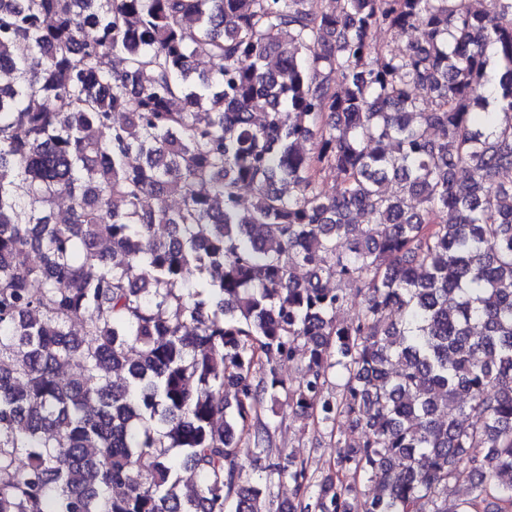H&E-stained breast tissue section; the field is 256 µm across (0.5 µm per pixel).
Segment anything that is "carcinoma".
Returning a JSON list of instances; mask_svg holds the SVG:
<instances>
[{"label": "carcinoma", "instance_id": "obj_1", "mask_svg": "<svg viewBox=\"0 0 512 512\" xmlns=\"http://www.w3.org/2000/svg\"><path fill=\"white\" fill-rule=\"evenodd\" d=\"M511 199L512 0H0V512H512ZM373 40L388 45V49L395 53L403 51L410 43L421 38L419 29H408L404 31L386 32L375 31L372 34ZM277 428L274 432V446L292 452L297 458L308 460L312 468H318L319 474H326L333 467L336 459V430L345 435L352 443L361 440L362 429L356 428L345 419H341L335 428V438H330L329 428L319 426L312 418L302 420L288 414V407L277 418ZM321 472V473H320Z\"/></svg>", "mask_w": 512, "mask_h": 512}]
</instances>
